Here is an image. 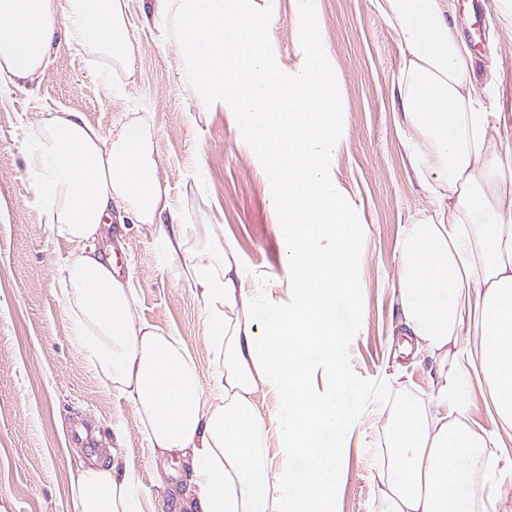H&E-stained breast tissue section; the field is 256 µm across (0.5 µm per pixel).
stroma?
<instances>
[{
	"instance_id": "obj_1",
	"label": "stroma",
	"mask_w": 512,
	"mask_h": 512,
	"mask_svg": "<svg viewBox=\"0 0 512 512\" xmlns=\"http://www.w3.org/2000/svg\"><path fill=\"white\" fill-rule=\"evenodd\" d=\"M149 0H129L132 54L103 83L88 55L56 39L42 74L0 98V512H73L69 469L114 454L136 480L144 512H181L190 493L185 466L156 459L132 402L107 392L71 339L70 315L53 279L73 250L43 222L26 173L25 130L41 112L82 113L103 133L142 120L152 128L155 175L186 223L231 243L269 299L290 298L288 242L274 205L278 187L242 134L231 104L203 105L183 84L173 45L158 40ZM380 0H310L340 97L337 148L329 159L362 247L351 257L359 313L344 339L345 374L366 407L350 432L335 512H381L377 471L387 456L386 427L403 402L429 406L436 374L424 352L405 351L392 287L405 236L433 217L430 189L403 146L411 132L393 82L402 63ZM266 19L263 44L281 76L302 67L298 0H229ZM471 54L475 96L491 115L489 134L512 145V0H483L470 35L469 0H445ZM114 266L135 294L133 314L177 337L209 388L216 358L204 332L203 303L181 265L167 263L146 224H113ZM463 423L494 433L498 467H479L480 496L512 512V431L495 425L485 381L471 373Z\"/></svg>"
}]
</instances>
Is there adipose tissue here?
<instances>
[{"label":"adipose tissue","mask_w":512,"mask_h":512,"mask_svg":"<svg viewBox=\"0 0 512 512\" xmlns=\"http://www.w3.org/2000/svg\"><path fill=\"white\" fill-rule=\"evenodd\" d=\"M128 0H0V94L42 73L56 34L80 46L104 77L131 55ZM151 16L182 60L180 80L206 104L231 101L254 149L278 181L292 299L257 305L231 245L191 250L183 223L155 176L147 123L105 134L81 113H42L26 136L27 172L44 224L75 248L55 291L74 340L103 387L132 401L150 448L190 462L185 512H334L349 432L361 417L344 378L341 314L356 316L347 265L360 238L336 193V83L318 32L306 27L303 67L281 77L259 50L264 16L229 12L226 0H151ZM397 32L396 77L413 138L411 163L434 181L438 220L413 225L394 287L401 333L438 367L459 363L464 325L481 329L478 364L501 427L512 430V191L477 106L467 49L443 0H382ZM147 224L204 301L203 324L221 365L203 392L176 337L133 315L135 295L98 249L113 220ZM264 332H256V323ZM333 375L319 391L318 370ZM280 400V464L262 453L255 395ZM464 375L442 376L431 406L403 407L388 428L379 473L385 512H475L477 463L494 436L464 425ZM74 512H142L134 476L106 459L70 475Z\"/></svg>","instance_id":"1"}]
</instances>
